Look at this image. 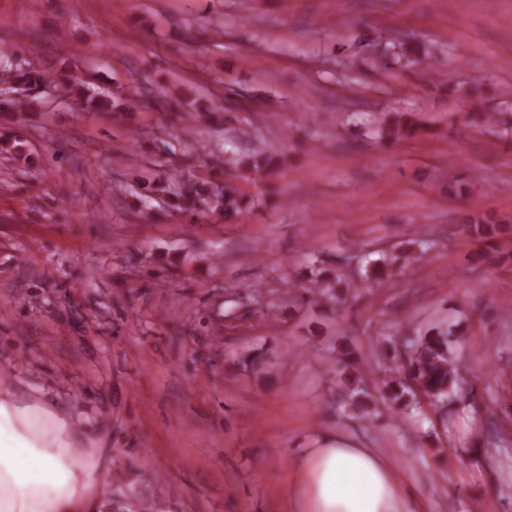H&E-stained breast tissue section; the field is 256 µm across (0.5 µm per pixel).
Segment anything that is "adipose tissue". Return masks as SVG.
<instances>
[{
  "instance_id": "adipose-tissue-1",
  "label": "adipose tissue",
  "mask_w": 512,
  "mask_h": 512,
  "mask_svg": "<svg viewBox=\"0 0 512 512\" xmlns=\"http://www.w3.org/2000/svg\"><path fill=\"white\" fill-rule=\"evenodd\" d=\"M70 412L0 388V512H100L91 493L107 469L80 463ZM303 512H406L384 453L342 440L307 448L298 465Z\"/></svg>"
}]
</instances>
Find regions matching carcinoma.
<instances>
[{"instance_id": "carcinoma-1", "label": "carcinoma", "mask_w": 512, "mask_h": 512, "mask_svg": "<svg viewBox=\"0 0 512 512\" xmlns=\"http://www.w3.org/2000/svg\"><path fill=\"white\" fill-rule=\"evenodd\" d=\"M385 50L390 52L388 60H401L405 56V43L394 37H383ZM0 81L27 92H36L44 87L57 86L63 82L69 85L67 92L76 93L85 106L95 111L114 109L116 97L110 92L97 91L91 87V81L73 71L65 75L51 74L33 67L25 56L11 52V58L0 65ZM138 106L151 109L156 104H175L186 109L187 120L208 125L213 120V111H198L193 101L182 94L178 97L159 91L155 95L142 96ZM380 135L388 142L418 135L422 130L421 119L416 112H386L376 119ZM154 190L163 193L172 206L180 212L194 216H206L210 212H219L226 218L241 215L248 208L243 194L231 185H205L193 176H184L179 169L167 174L156 183ZM468 232L481 244V257L486 260L512 259V241L501 236L496 222L483 217L468 225ZM354 281L343 273L336 277L326 276L310 281L308 285L288 283L283 291L284 299L319 300L326 297L335 300V288ZM454 338L448 332L438 328L428 330L424 335L405 344L406 350L395 349L392 358L393 367L387 369L385 377L379 379L381 397L390 402L400 419L412 417V411L422 410L419 395H424L427 404L444 409L454 402L460 379V366L453 353L451 344ZM363 380L351 389L343 409L349 410L360 422H368L375 417L377 401L361 387Z\"/></svg>"}]
</instances>
